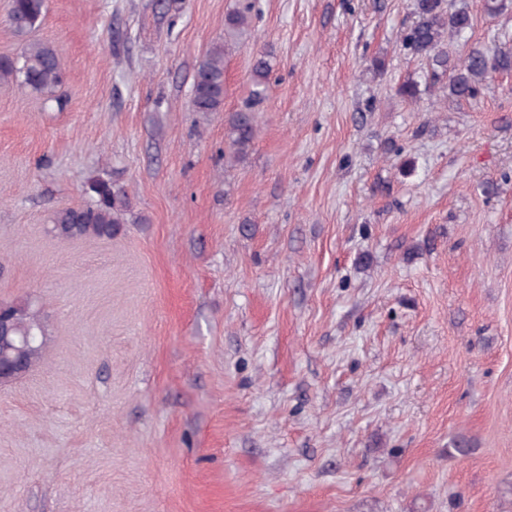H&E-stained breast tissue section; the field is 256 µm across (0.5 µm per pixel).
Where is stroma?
Returning a JSON list of instances; mask_svg holds the SVG:
<instances>
[{
	"instance_id": "obj_1",
	"label": "stroma",
	"mask_w": 512,
	"mask_h": 512,
	"mask_svg": "<svg viewBox=\"0 0 512 512\" xmlns=\"http://www.w3.org/2000/svg\"><path fill=\"white\" fill-rule=\"evenodd\" d=\"M247 4L224 109L194 112ZM454 4L469 46H512V0ZM416 19L47 0L63 88L0 84V302L48 329L0 385V512H512V72L446 96L401 45ZM262 55L258 135L228 165ZM97 178L128 193L121 233L57 237ZM249 7L235 9L225 17L224 44L212 47L195 69L191 104L194 112L213 113L224 109V60L231 45L228 37L242 33L248 25Z\"/></svg>"
}]
</instances>
